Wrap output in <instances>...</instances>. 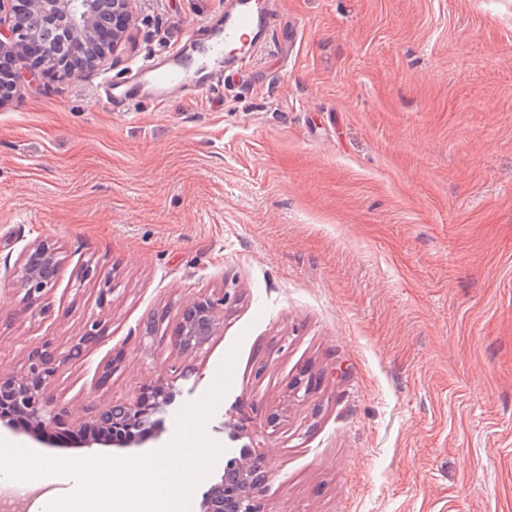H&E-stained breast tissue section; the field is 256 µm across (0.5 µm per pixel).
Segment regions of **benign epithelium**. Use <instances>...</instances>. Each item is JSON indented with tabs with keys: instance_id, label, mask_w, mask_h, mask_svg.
Here are the masks:
<instances>
[{
	"instance_id": "1",
	"label": "benign epithelium",
	"mask_w": 512,
	"mask_h": 512,
	"mask_svg": "<svg viewBox=\"0 0 512 512\" xmlns=\"http://www.w3.org/2000/svg\"><path fill=\"white\" fill-rule=\"evenodd\" d=\"M103 0H31L33 14L29 20L18 18L12 10V0H0V48L18 47L39 41L40 31L49 29L68 36L67 44L89 46L96 37V28L103 18ZM44 56L31 58L20 54L11 75H0V99L6 97L12 78L32 73L48 63L49 44H43ZM58 272L55 248L41 243L30 250L27 258L14 268L24 290V299L32 304L43 291L55 286ZM232 299L230 289L187 305L176 327V343L185 349L200 350L216 335L223 323L224 305ZM80 344L63 353H48L33 359L26 374L0 378V405L9 399L21 416L40 425L62 424L64 407L45 399L41 385L69 361L75 359ZM177 391L171 386L156 389L152 406L145 407L136 399L100 408L94 421L104 428L122 430L127 436L112 441L116 448H141L159 438L163 415L176 400ZM265 481L261 462L252 458L251 449L241 451V459L224 467L220 482L214 484L200 504V512H261L258 502Z\"/></svg>"
}]
</instances>
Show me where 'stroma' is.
<instances>
[{
  "label": "stroma",
  "instance_id": "obj_1",
  "mask_svg": "<svg viewBox=\"0 0 512 512\" xmlns=\"http://www.w3.org/2000/svg\"><path fill=\"white\" fill-rule=\"evenodd\" d=\"M277 2L249 73L165 111L98 87L224 0H131L114 53L0 101V258L60 261L31 306L0 272V376L100 325L44 386L64 425L0 437L112 455L85 446L96 407L171 381L156 450L236 344L194 501L248 447L263 512H512V0ZM225 288L216 336L178 349L182 307Z\"/></svg>",
  "mask_w": 512,
  "mask_h": 512
}]
</instances>
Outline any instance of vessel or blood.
<instances>
[{
    "label": "vessel or blood",
    "mask_w": 512,
    "mask_h": 512,
    "mask_svg": "<svg viewBox=\"0 0 512 512\" xmlns=\"http://www.w3.org/2000/svg\"><path fill=\"white\" fill-rule=\"evenodd\" d=\"M275 6L276 0H224L216 22L206 23L193 60L176 53L146 59L125 80H104V99L117 111L139 98L162 105L180 94L209 91L225 73L247 72L274 33Z\"/></svg>",
    "instance_id": "obj_1"
}]
</instances>
